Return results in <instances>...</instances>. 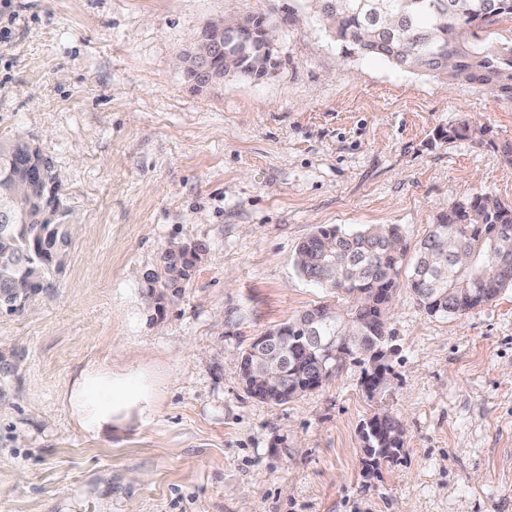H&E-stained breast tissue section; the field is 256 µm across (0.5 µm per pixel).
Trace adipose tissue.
Returning a JSON list of instances; mask_svg holds the SVG:
<instances>
[{
    "label": "adipose tissue",
    "mask_w": 512,
    "mask_h": 512,
    "mask_svg": "<svg viewBox=\"0 0 512 512\" xmlns=\"http://www.w3.org/2000/svg\"><path fill=\"white\" fill-rule=\"evenodd\" d=\"M144 394V387L93 369L73 386L69 402L82 428L87 433L98 434L113 424L123 410L136 405Z\"/></svg>",
    "instance_id": "obj_1"
}]
</instances>
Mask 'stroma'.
Listing matches in <instances>:
<instances>
[{
  "label": "stroma",
  "mask_w": 512,
  "mask_h": 512,
  "mask_svg": "<svg viewBox=\"0 0 512 512\" xmlns=\"http://www.w3.org/2000/svg\"><path fill=\"white\" fill-rule=\"evenodd\" d=\"M287 10L274 74L186 79L209 20ZM465 121L486 140L453 137ZM15 134L80 229L56 288L0 314V512H512V287L442 317L400 285L372 398L354 363L279 405L239 378L255 336L323 302L293 264L317 227L394 224L413 248L451 202L512 205V102L343 55L308 0H0ZM176 245L200 260L156 295ZM94 368L149 396L96 436L68 402ZM376 413L403 446L374 463Z\"/></svg>",
  "instance_id": "obj_1"
}]
</instances>
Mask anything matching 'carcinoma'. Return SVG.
Listing matches in <instances>:
<instances>
[{
  "label": "carcinoma",
  "mask_w": 512,
  "mask_h": 512,
  "mask_svg": "<svg viewBox=\"0 0 512 512\" xmlns=\"http://www.w3.org/2000/svg\"><path fill=\"white\" fill-rule=\"evenodd\" d=\"M328 31L347 55L385 58L398 66L424 70L447 81L466 80L512 102V40L489 44L485 29L499 20L512 21V0H311ZM244 41L230 49L214 44L194 46L183 54L185 77L196 79L198 64L224 72L260 78L280 66L274 42L263 31L277 23L252 14ZM487 129L466 122L453 130L459 138L484 140ZM26 186L13 210H0V313L15 314L32 297L54 287L71 244L69 212L62 201L50 161L22 137L0 140V200L14 186ZM406 246L399 229L367 227L346 233L321 227L301 242L294 264L298 273L326 290L337 317L322 315L323 303L300 317L265 332L269 348L249 345L241 362H257L270 349L286 364L280 390L270 392L253 381L248 394L271 404L318 388L350 363L370 362L368 354L387 337L390 302L400 285ZM199 260L196 249L182 246L165 252L161 284L171 288L190 280ZM406 282L429 315L462 316L494 300L512 286V207L491 193L475 194L448 205L420 241ZM339 354L325 358L312 345L308 329ZM372 431L363 436L375 459L391 458L401 449V425L374 414Z\"/></svg>",
  "instance_id": "cac0c4a2"
}]
</instances>
